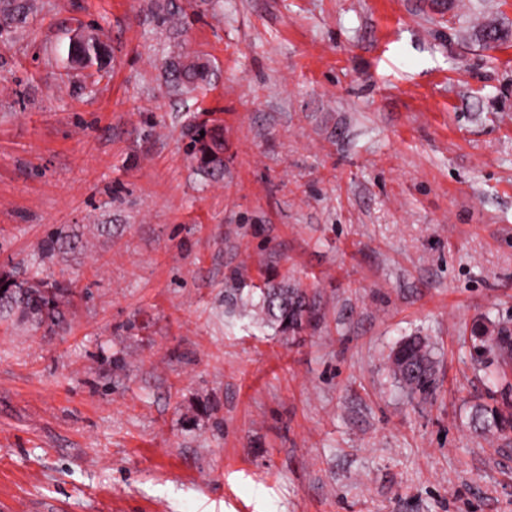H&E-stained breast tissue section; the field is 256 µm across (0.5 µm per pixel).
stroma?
Instances as JSON below:
<instances>
[{"label":"stroma","mask_w":512,"mask_h":512,"mask_svg":"<svg viewBox=\"0 0 512 512\" xmlns=\"http://www.w3.org/2000/svg\"><path fill=\"white\" fill-rule=\"evenodd\" d=\"M22 2L0 274L76 245L59 322L0 319V512H512V446L470 425L471 331H512V0ZM84 31L105 68L68 64ZM262 273L314 304L288 339ZM414 334L426 401L384 364ZM174 76L176 86L191 87L195 83L203 79L205 67L196 60H180L174 66ZM204 131V136H201ZM197 144L199 147H197ZM197 149L199 167L207 174L218 172L222 169L224 159V136L219 127H202L192 145Z\"/></svg>","instance_id":"stroma-1"}]
</instances>
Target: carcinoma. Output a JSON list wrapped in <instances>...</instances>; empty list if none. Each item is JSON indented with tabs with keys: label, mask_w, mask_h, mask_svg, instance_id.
Instances as JSON below:
<instances>
[{
	"label": "carcinoma",
	"mask_w": 512,
	"mask_h": 512,
	"mask_svg": "<svg viewBox=\"0 0 512 512\" xmlns=\"http://www.w3.org/2000/svg\"><path fill=\"white\" fill-rule=\"evenodd\" d=\"M100 43L92 37L83 43L68 46L67 60L81 67L101 63ZM205 67L196 60H181L174 66L176 85L191 87L202 79ZM204 135L194 140L197 145L199 167L212 174L222 169L224 159V136L220 128H202ZM66 233L63 230L43 240L33 260L35 271L29 280H18L10 276L0 278V316L16 314L22 318H40L57 313L59 296L67 285L57 280L50 271V261L61 249ZM257 313L271 328L283 336L291 335L310 321L313 305L305 291L281 286L269 281L260 289ZM473 348L480 356H490L497 362L489 370L488 381L492 392L503 394L502 405H480L472 418L475 434L484 439L512 441V400L506 397L512 387H499L506 379L505 367L512 364V332L500 329L496 333L482 327L471 337ZM387 369L397 384L412 396L429 398L434 392L437 379L436 361L429 342L420 337H408L399 342L390 352Z\"/></svg>",
	"instance_id": "cac0c4a2"
}]
</instances>
